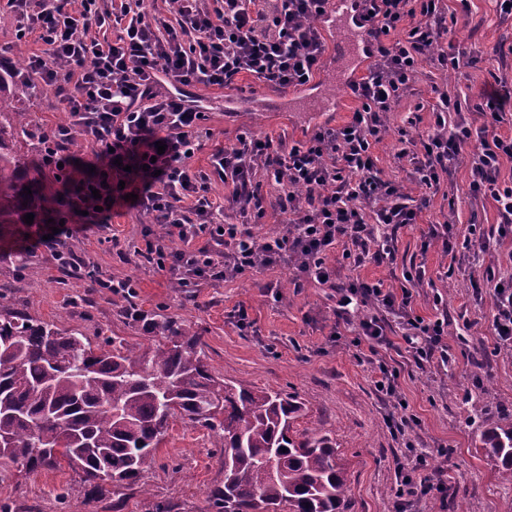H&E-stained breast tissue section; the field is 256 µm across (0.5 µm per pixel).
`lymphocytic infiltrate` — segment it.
<instances>
[{"label": "lymphocytic infiltrate", "instance_id": "obj_1", "mask_svg": "<svg viewBox=\"0 0 512 512\" xmlns=\"http://www.w3.org/2000/svg\"><path fill=\"white\" fill-rule=\"evenodd\" d=\"M332 0H175L171 18L154 15L155 0H120L105 8L101 0H6L17 21V36L36 38L42 52L23 68L26 82L62 92L68 122L47 140L42 165L71 169L77 153L64 147L78 130L92 156L94 171L82 194L68 201L83 212L82 224L61 226L52 242L81 226L106 224L113 208H137L155 222L143 236L142 253L158 269L176 275L182 286L226 280L288 261L296 275L331 283L326 254L341 240L366 256L393 261L385 242L368 243L377 224L416 223L423 203L396 180L385 178L373 154L388 133V116L413 91L421 65L440 72L471 61L448 27L445 0H354L371 39L367 74L352 87L358 103L349 122L320 126L305 141L286 145L262 135L240 136L229 150L210 158L209 171L191 170L189 153L200 149L201 106L189 103L188 86L224 88L238 75L279 87H308L327 55L322 25ZM108 28L115 41L89 35V26ZM512 85L500 80L487 94L484 122L474 126L447 83L432 84L426 100L429 127L414 135L399 129V158L409 159L418 186L438 188L467 163L468 193L492 201L499 217L496 236L479 235L481 250L493 238L512 236V179L503 180V161L512 160V135L501 134ZM166 144L158 153V144ZM226 193H211L213 180ZM275 192L280 234L259 239L247 225L263 218L257 197L262 185ZM234 220H227L225 209ZM181 248H173V241ZM474 287H492L494 334L512 347V281L473 262ZM372 303L399 316L402 337L415 363L447 359L443 341L447 319L412 316L409 289L394 292L381 284L353 283L337 289L338 322L356 324L367 344L385 340L379 317L353 320L355 307Z\"/></svg>", "mask_w": 512, "mask_h": 512}]
</instances>
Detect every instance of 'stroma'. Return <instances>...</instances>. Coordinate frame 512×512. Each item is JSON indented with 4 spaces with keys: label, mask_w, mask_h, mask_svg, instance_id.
Returning a JSON list of instances; mask_svg holds the SVG:
<instances>
[{
    "label": "stroma",
    "mask_w": 512,
    "mask_h": 512,
    "mask_svg": "<svg viewBox=\"0 0 512 512\" xmlns=\"http://www.w3.org/2000/svg\"><path fill=\"white\" fill-rule=\"evenodd\" d=\"M448 26L462 46L476 57L445 78L427 66L416 75L417 95L403 99L390 115L392 133L378 143L374 154L386 177L402 181L414 197H428L418 223L397 229L378 224L376 243L394 237V262L365 261L350 266L342 248L329 262L340 278L358 279L387 288L405 285L412 267L425 268L422 281L409 285L412 309L424 320L437 312L448 318V362L440 359L415 364L405 350L399 318L374 305L360 307L359 316L379 315L385 324V343L378 357L396 367L397 394L388 397L375 388V372L366 361L367 347L357 346L354 326L336 328L335 302L330 288L296 278L287 265H275L238 279L206 281L193 288L177 286L169 273L143 262L138 252L150 214L118 208L109 227H94L69 237L72 258L100 275L137 283V302L152 315L175 316L199 332L205 361L224 379L251 388L294 396L305 406L293 424L296 437L327 435L333 440L348 478V512H397V468L422 462V474L446 471L445 495L423 497L408 512H512V484L503 481L494 461L486 457L480 431L512 419V349L498 346L492 334L495 314L492 289L478 290L470 281L469 254L450 257L428 245L431 228L450 219L457 235L470 224L492 232L498 217L493 203H473L468 195V169L458 167L452 182L428 193L414 182L413 166L397 160L395 129L415 121L427 129L428 110L422 96L431 83L447 80L461 99L475 103L495 78L512 79V17L499 18L493 0H447ZM327 65L305 95L270 105L265 86L252 77L218 90L189 87V99L199 101L206 118L202 148L190 159L196 170H207L213 153L236 145L240 135L255 132L296 142L315 126L348 121L356 107L338 79L337 43L349 34L326 23ZM453 276H446L447 267ZM62 271L47 248L24 242L0 243V308H14L33 318L76 328L87 337L97 332L143 341L141 330L128 326L112 294H98L92 306L76 304L77 291L63 284ZM246 311L249 325L239 328L237 314ZM487 409L482 428L468 425L475 400ZM408 418L413 425L396 433L394 421ZM224 478V451L204 428L183 421L172 424L156 453L154 467L141 484L112 494L104 490L89 498L88 485L70 469L13 472L0 481V503L17 512H152L156 502L172 512H212L208 494Z\"/></svg>",
    "instance_id": "35a3bbf8"
}]
</instances>
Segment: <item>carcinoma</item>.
Returning a JSON list of instances; mask_svg holds the SVG:
<instances>
[{"instance_id": "1", "label": "carcinoma", "mask_w": 512, "mask_h": 512, "mask_svg": "<svg viewBox=\"0 0 512 512\" xmlns=\"http://www.w3.org/2000/svg\"><path fill=\"white\" fill-rule=\"evenodd\" d=\"M29 90L17 73H0V238L25 237L28 213L36 224L55 218L72 192L16 148L35 138L28 113L15 105ZM123 313L149 344L119 336L93 343L77 329L0 311V478L14 468L66 466L91 492L109 481L119 494L150 470L179 419L213 432L224 449V482L209 496L215 512H347L336 445L292 434L302 402L214 375L201 336L174 317L136 315L129 304ZM480 442L511 482L512 420L482 431Z\"/></svg>"}]
</instances>
